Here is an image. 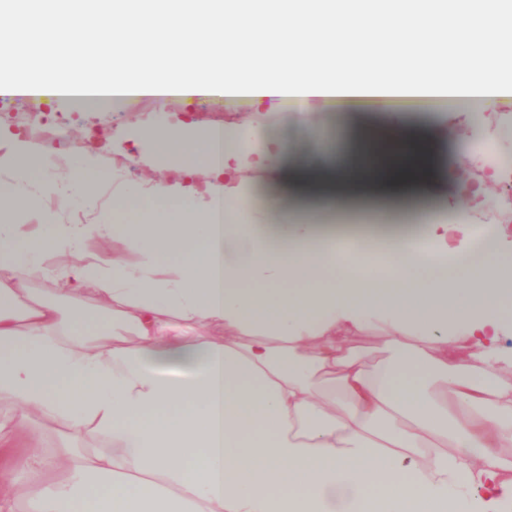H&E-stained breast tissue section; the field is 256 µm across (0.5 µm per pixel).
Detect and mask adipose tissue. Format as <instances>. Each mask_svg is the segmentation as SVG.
Masks as SVG:
<instances>
[{
	"mask_svg": "<svg viewBox=\"0 0 512 512\" xmlns=\"http://www.w3.org/2000/svg\"><path fill=\"white\" fill-rule=\"evenodd\" d=\"M198 33L192 55L159 67L146 90L310 99L430 96L473 113L512 95V0H338L289 14L265 67L209 35H253L288 0H121L73 10L128 31L156 4ZM343 16L372 42L352 70L321 42L297 37ZM0 26V92L25 94L14 28ZM391 72L390 82L380 75ZM360 169L397 170L404 191L433 183L443 142L424 125L345 124ZM246 136L185 126L159 141L189 175L208 178L207 206L186 187L151 186L129 224H55L39 199L0 183V430L25 443L10 470L28 477L26 512H504L512 504V355L498 347L512 317V256L501 231L486 258L448 257L447 225L427 220L420 243L390 239L382 272L310 224L250 223L242 178ZM33 215L23 230L14 218ZM69 295L43 299L34 280ZM393 331L368 361L351 336L374 318ZM80 440L47 448L35 422ZM58 472L55 480L47 472Z\"/></svg>",
	"mask_w": 512,
	"mask_h": 512,
	"instance_id": "1",
	"label": "adipose tissue"
}]
</instances>
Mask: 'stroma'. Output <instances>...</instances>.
Wrapping results in <instances>:
<instances>
[{
	"instance_id": "35a3bbf8",
	"label": "stroma",
	"mask_w": 512,
	"mask_h": 512,
	"mask_svg": "<svg viewBox=\"0 0 512 512\" xmlns=\"http://www.w3.org/2000/svg\"><path fill=\"white\" fill-rule=\"evenodd\" d=\"M182 104L179 112L156 106L151 125L145 126L135 119V105L131 102L116 101L105 110L93 112L74 100H49L45 108L57 123L56 133L32 141L31 146L41 155L50 151L66 153L74 167L91 161L108 170L113 160L127 156L134 165L123 177V185L173 186L179 177L174 165L158 156L157 138L189 123L200 128L234 123L248 137L250 157L262 156L267 162L266 169L252 171L235 185L236 192L255 202L252 221L256 224L269 221L259 205L264 196L274 192L287 196L301 194L307 176L295 170L299 158H307L319 173H343L353 167L345 132L333 119L334 114L345 111L342 102L315 99L298 106L286 97L259 100L240 96L231 100L186 97ZM363 109L370 119L383 123L407 116L421 119L437 134L446 136L441 161L446 177L439 183L435 198H358L344 210L335 211V218L346 214H388L400 223L407 214L434 210L450 219L448 236L438 242V249L451 256L470 252L474 242L492 224L496 207L512 198V182L497 172L498 165L512 162V132L502 130L503 123L512 120V98L484 101L474 115L457 111L449 102L411 98L369 101ZM281 140L291 143L293 152L278 151L276 144ZM462 212L469 215V223H454V215ZM104 214L113 217L115 223L127 224L137 217L138 211L124 206L112 182L107 181L72 196L68 206L56 213L55 220L61 224H92Z\"/></svg>"
}]
</instances>
